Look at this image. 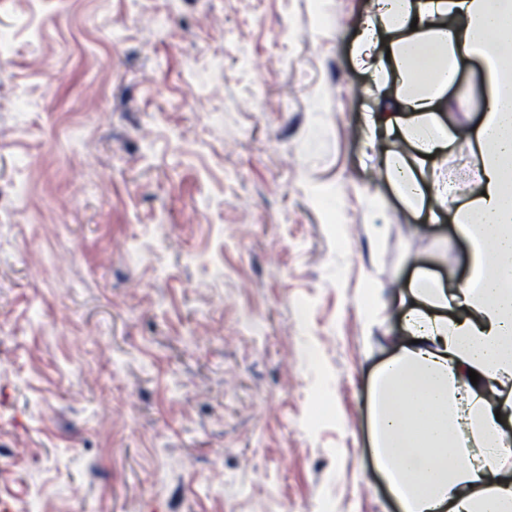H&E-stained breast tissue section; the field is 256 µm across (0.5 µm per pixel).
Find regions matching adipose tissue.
I'll return each instance as SVG.
<instances>
[{
	"label": "adipose tissue",
	"mask_w": 512,
	"mask_h": 512,
	"mask_svg": "<svg viewBox=\"0 0 512 512\" xmlns=\"http://www.w3.org/2000/svg\"><path fill=\"white\" fill-rule=\"evenodd\" d=\"M358 55L378 90L374 135L413 144L387 156L401 197L422 201L417 174L448 146L439 118L461 60L479 63L478 181L462 204L447 178L430 198L469 245V274L449 288L428 271L407 286L405 340L377 369L371 400L376 463L401 512H512V0H374ZM384 45L389 56H373ZM478 383H471L470 373Z\"/></svg>",
	"instance_id": "adipose-tissue-1"
}]
</instances>
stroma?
<instances>
[{
    "label": "stroma",
    "mask_w": 512,
    "mask_h": 512,
    "mask_svg": "<svg viewBox=\"0 0 512 512\" xmlns=\"http://www.w3.org/2000/svg\"><path fill=\"white\" fill-rule=\"evenodd\" d=\"M371 4L0 0V512H398L374 374L468 252L384 178Z\"/></svg>",
    "instance_id": "1"
}]
</instances>
